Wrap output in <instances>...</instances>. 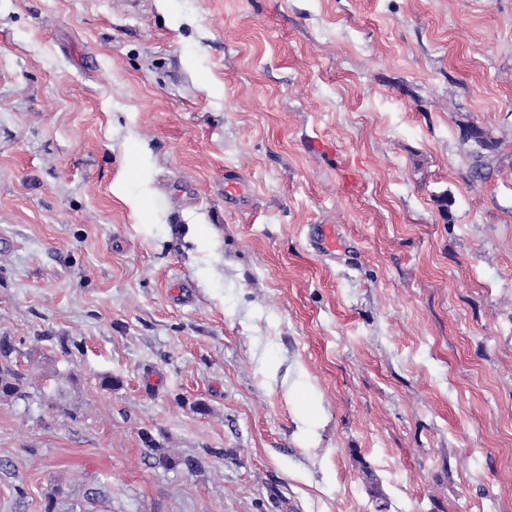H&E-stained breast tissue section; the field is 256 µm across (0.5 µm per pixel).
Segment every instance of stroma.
<instances>
[{
	"instance_id": "obj_1",
	"label": "stroma",
	"mask_w": 512,
	"mask_h": 512,
	"mask_svg": "<svg viewBox=\"0 0 512 512\" xmlns=\"http://www.w3.org/2000/svg\"><path fill=\"white\" fill-rule=\"evenodd\" d=\"M3 337L0 512H512V0H0ZM13 351L10 344L0 341V399L11 400L22 396L20 378L12 368Z\"/></svg>"
}]
</instances>
